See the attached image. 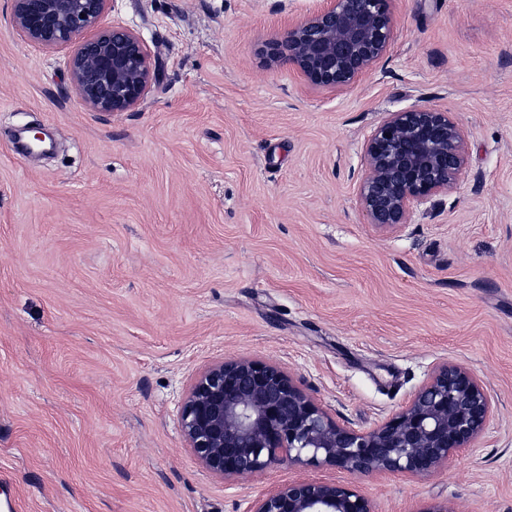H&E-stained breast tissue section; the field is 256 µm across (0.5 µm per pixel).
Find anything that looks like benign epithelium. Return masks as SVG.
Masks as SVG:
<instances>
[{"label":"benign epithelium","mask_w":512,"mask_h":512,"mask_svg":"<svg viewBox=\"0 0 512 512\" xmlns=\"http://www.w3.org/2000/svg\"><path fill=\"white\" fill-rule=\"evenodd\" d=\"M112 0H12L21 37L48 49L73 46L67 66L82 104L128 112L159 79L138 32L100 26ZM393 39L391 0H325L271 37L262 53L293 67L303 84L342 93L371 71ZM467 140L448 112L388 113L362 147L358 199L368 223L392 231L419 205L448 194L466 164ZM493 406L466 367L435 366L398 412L367 431L340 424L277 365L240 358L194 380L181 428L202 467L244 479L269 468L331 465L352 474L427 476L454 462L486 430ZM252 512H373L347 484L288 481L262 493Z\"/></svg>","instance_id":"obj_1"}]
</instances>
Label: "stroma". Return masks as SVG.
I'll use <instances>...</instances> for the list:
<instances>
[{
	"label": "stroma",
	"mask_w": 512,
	"mask_h": 512,
	"mask_svg": "<svg viewBox=\"0 0 512 512\" xmlns=\"http://www.w3.org/2000/svg\"><path fill=\"white\" fill-rule=\"evenodd\" d=\"M319 5L112 0L161 77L108 114L73 93L68 49L25 41L0 0V470L26 512H249L290 479L352 485L375 512H512V0H394L389 51L338 96L261 54ZM409 107L451 112L467 163L385 231L359 204L362 145ZM32 125L53 154L14 151ZM241 357L359 430L445 360L495 415L425 478L224 479L180 413L200 372Z\"/></svg>",
	"instance_id": "1"
}]
</instances>
